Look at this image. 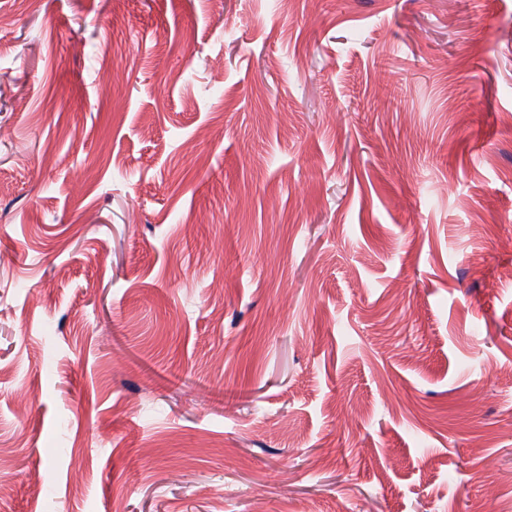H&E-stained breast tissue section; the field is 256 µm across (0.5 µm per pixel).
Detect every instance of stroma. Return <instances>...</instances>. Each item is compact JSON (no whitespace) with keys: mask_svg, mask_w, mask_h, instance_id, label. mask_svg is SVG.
<instances>
[{"mask_svg":"<svg viewBox=\"0 0 512 512\" xmlns=\"http://www.w3.org/2000/svg\"><path fill=\"white\" fill-rule=\"evenodd\" d=\"M0 15V512H512V0Z\"/></svg>","mask_w":512,"mask_h":512,"instance_id":"1","label":"stroma"}]
</instances>
